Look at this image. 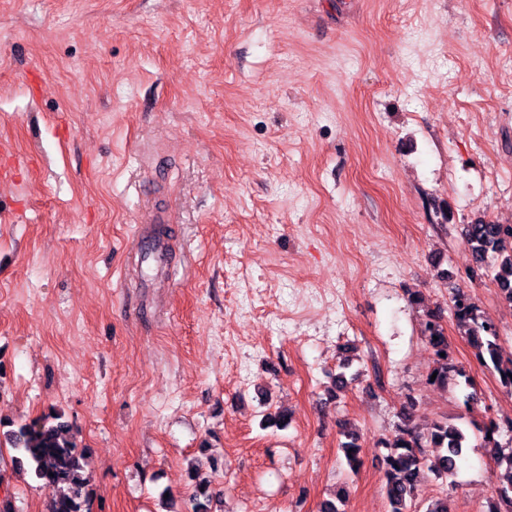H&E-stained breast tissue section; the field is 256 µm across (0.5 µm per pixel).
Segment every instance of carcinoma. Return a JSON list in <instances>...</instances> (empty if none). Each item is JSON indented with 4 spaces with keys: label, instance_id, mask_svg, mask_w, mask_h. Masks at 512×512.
<instances>
[{
    "label": "carcinoma",
    "instance_id": "cac0c4a2",
    "mask_svg": "<svg viewBox=\"0 0 512 512\" xmlns=\"http://www.w3.org/2000/svg\"><path fill=\"white\" fill-rule=\"evenodd\" d=\"M465 243L473 261L469 275L491 278L499 290L509 291L506 300L512 306V229L479 219L466 225ZM449 310L466 325L467 341L476 360L497 372L502 387L512 393V357L503 358L494 322L463 293L452 297ZM424 337L436 354L433 371L437 376L432 384L446 390L448 381L459 376L465 378L466 385H472L448 356V337L440 315H429ZM505 427L512 430V421L503 427L490 418L475 426L484 447L492 449L499 469L497 496L487 512H502L503 505L512 507V447L507 449L496 439ZM78 435L79 431L59 413L33 424H21L7 434L9 444L17 452L15 462L36 479L57 486L58 495L49 512H84L83 494L90 477ZM469 443L467 432L446 418L433 424L426 434L404 423L395 439L384 442L383 489L388 512H412L424 474L430 472L438 478L453 476ZM340 448L350 471H357L361 462L356 437L345 435ZM215 498L209 481L198 483L191 498V512H213Z\"/></svg>",
    "mask_w": 512,
    "mask_h": 512
}]
</instances>
